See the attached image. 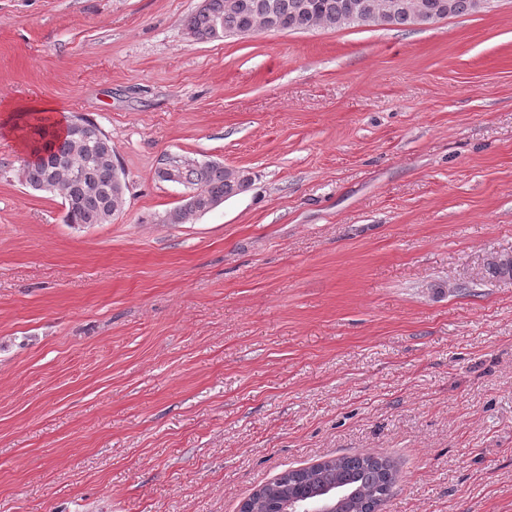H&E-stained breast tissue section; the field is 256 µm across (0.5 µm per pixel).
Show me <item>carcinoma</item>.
<instances>
[{
	"mask_svg": "<svg viewBox=\"0 0 512 512\" xmlns=\"http://www.w3.org/2000/svg\"><path fill=\"white\" fill-rule=\"evenodd\" d=\"M360 0H202L182 21L183 29L198 42L228 36L247 35L263 30L291 32L314 27L340 29L362 26L353 19ZM425 13L443 16L477 12L472 0H421ZM418 24L402 8L382 22L384 26L407 27ZM69 120L65 134L57 135L36 112L28 113L31 160L22 169V180L35 190H53L70 197L64 201L68 224H110L113 187L110 178L112 140L101 135L83 139L72 133ZM72 166L80 171V180L68 185L58 171ZM177 183L193 195L165 212L158 223L184 224L194 215L209 212L225 200L239 195L241 183L224 165L198 164L191 159L178 161ZM396 473L389 458L364 454L342 455L322 466L288 470L281 481L268 486L264 498L254 504L256 512H276V504L288 496L307 498L325 487L340 494L338 512H371V503L387 501L393 495Z\"/></svg>",
	"mask_w": 512,
	"mask_h": 512,
	"instance_id": "carcinoma-1",
	"label": "carcinoma"
}]
</instances>
